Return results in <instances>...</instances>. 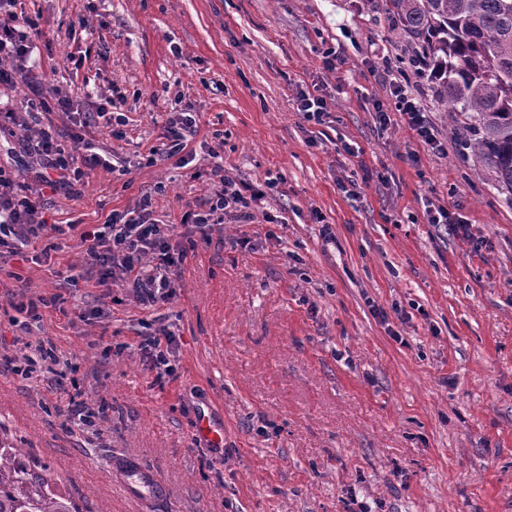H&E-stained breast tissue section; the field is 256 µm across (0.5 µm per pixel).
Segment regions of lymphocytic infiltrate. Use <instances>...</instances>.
<instances>
[{"label": "lymphocytic infiltrate", "instance_id": "f902f5d3", "mask_svg": "<svg viewBox=\"0 0 512 512\" xmlns=\"http://www.w3.org/2000/svg\"><path fill=\"white\" fill-rule=\"evenodd\" d=\"M40 25L31 18L18 24L0 23V85H13L22 75V64L29 53L30 35ZM390 93L395 107L410 130L433 150H442L429 117L408 90L406 84L392 82ZM198 114L193 104L183 108L171 119L163 148H151V155L167 158L184 152L197 134ZM25 118L12 111H0V129L13 127L21 135V151L35 159V177L0 167V249L19 252L24 247H37L44 240L63 234L62 225L40 220L39 212L45 191H75L81 181L82 165H102L106 159L82 134H71L68 143H61L51 131L40 130L38 136L26 135ZM221 188L210 199L207 208L187 210L181 221L209 234L223 224L226 209H236L240 218L250 219L251 210L265 198L263 189H237L232 181L221 179ZM79 239L85 248V267L99 280L122 273L148 305L167 300L173 283L168 273L185 260L183 250L172 245L168 225L152 219L147 210L115 211L103 226L81 227Z\"/></svg>", "mask_w": 512, "mask_h": 512}]
</instances>
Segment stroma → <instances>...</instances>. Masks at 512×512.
Returning a JSON list of instances; mask_svg holds the SVG:
<instances>
[{"mask_svg": "<svg viewBox=\"0 0 512 512\" xmlns=\"http://www.w3.org/2000/svg\"><path fill=\"white\" fill-rule=\"evenodd\" d=\"M67 28L35 36L40 91L0 90L16 111L43 96L85 111L120 92L127 123L89 138L124 162L87 166L78 193H47L51 224H101L150 197L186 252L176 293L142 304L122 277L84 273L76 232L50 257L0 256V439L81 512H512V195L477 175L430 73L362 0H16ZM342 62L323 65L327 51ZM427 112L444 153L393 111L392 80ZM326 99L317 125L299 91ZM391 107L380 126L372 104ZM193 160L150 157L181 102ZM224 141L221 158L206 148ZM223 167L276 186L249 220L225 215L211 243L182 226ZM471 224L464 238L426 211ZM75 280H67V269ZM51 299L30 320L14 307ZM173 333L157 377L143 340ZM51 342L57 372L23 374L25 342ZM224 445L200 439L201 419ZM165 485L139 504L112 464Z\"/></svg>", "mask_w": 512, "mask_h": 512, "instance_id": "stroma-1", "label": "stroma"}]
</instances>
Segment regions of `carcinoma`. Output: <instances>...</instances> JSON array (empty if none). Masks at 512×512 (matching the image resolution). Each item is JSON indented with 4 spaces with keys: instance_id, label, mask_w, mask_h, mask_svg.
I'll use <instances>...</instances> for the list:
<instances>
[{
    "instance_id": "carcinoma-1",
    "label": "carcinoma",
    "mask_w": 512,
    "mask_h": 512,
    "mask_svg": "<svg viewBox=\"0 0 512 512\" xmlns=\"http://www.w3.org/2000/svg\"><path fill=\"white\" fill-rule=\"evenodd\" d=\"M433 71L437 102L455 114L463 143L512 195V0H372ZM19 448L0 441V512H79Z\"/></svg>"
}]
</instances>
